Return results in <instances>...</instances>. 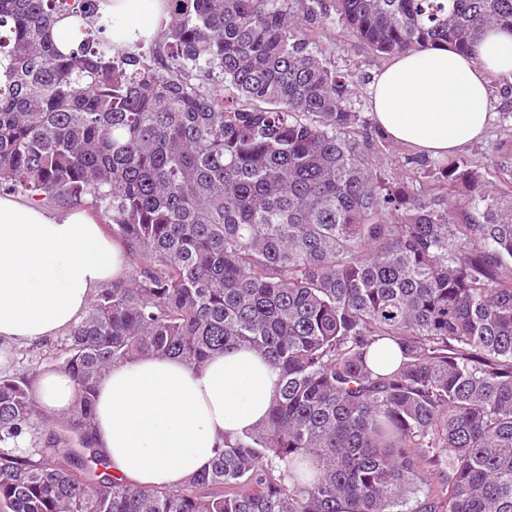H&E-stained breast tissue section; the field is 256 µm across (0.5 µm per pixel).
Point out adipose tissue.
Masks as SVG:
<instances>
[{
  "instance_id": "ef3b65f1",
  "label": "adipose tissue",
  "mask_w": 512,
  "mask_h": 512,
  "mask_svg": "<svg viewBox=\"0 0 512 512\" xmlns=\"http://www.w3.org/2000/svg\"><path fill=\"white\" fill-rule=\"evenodd\" d=\"M111 19L115 56L155 39L168 0H97ZM468 57L445 47L393 56L370 84L371 119L382 135L417 153L444 157L482 138L493 79L512 81V33L491 31ZM125 272L118 247L84 206H47L0 195V341L50 337L75 324L91 294ZM278 373L259 353L239 349L196 369L178 358L141 357L112 366L97 389L94 434L122 481L181 486L223 447L263 423ZM32 392L52 413L77 396L72 377L43 372Z\"/></svg>"
}]
</instances>
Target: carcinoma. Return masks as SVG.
<instances>
[{"instance_id":"carcinoma-1","label":"carcinoma","mask_w":512,"mask_h":512,"mask_svg":"<svg viewBox=\"0 0 512 512\" xmlns=\"http://www.w3.org/2000/svg\"><path fill=\"white\" fill-rule=\"evenodd\" d=\"M169 2L152 55L118 57L95 0H0V192L90 206L132 259L60 344L63 417L0 375V512H512L509 185L387 166L315 35L466 53L512 0ZM240 348L278 372L265 423L178 488L118 481L91 432L106 371ZM83 24V20L74 14L62 13L58 17L51 30V38L61 53L68 54L78 47L83 38L79 28Z\"/></svg>"}]
</instances>
